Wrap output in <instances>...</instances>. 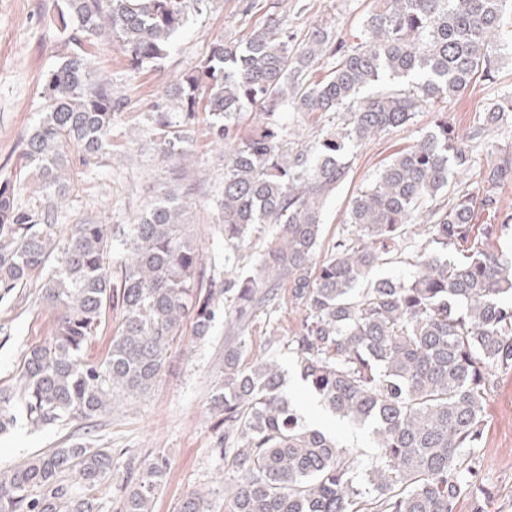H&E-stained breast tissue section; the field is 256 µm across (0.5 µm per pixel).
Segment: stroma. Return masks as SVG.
<instances>
[{"instance_id": "stroma-1", "label": "stroma", "mask_w": 512, "mask_h": 512, "mask_svg": "<svg viewBox=\"0 0 512 512\" xmlns=\"http://www.w3.org/2000/svg\"><path fill=\"white\" fill-rule=\"evenodd\" d=\"M250 2L208 0L206 11L194 17L155 70L134 69L119 48L101 45L95 67L122 97L123 105L112 124L110 155L88 163L76 157L68 166L69 192L58 205L60 235L87 218L114 228L132 223L157 195L188 185L192 188L188 220L206 276L223 281L219 200L225 157L211 142L210 117L197 112L186 134L189 159L180 165L162 161L157 152L152 106L165 101L170 119H177L178 105L167 98V90L198 64L213 42L236 39L262 21L274 0H258L255 8ZM58 7L57 0H0V180L18 179L24 186L23 203L34 208L44 206L45 200L35 171L25 162L21 141L41 116L43 76L64 51L59 33L43 21L44 13ZM374 8V0H288L284 22L298 40L321 27L356 43ZM510 91L512 43L501 51L497 83L474 84L450 99L448 119L460 133H467L475 113ZM433 120V113H419L413 124L384 131L358 149L348 178L326 200L324 241H331L341 229L358 189L373 181L395 152L415 143ZM40 295L41 281L35 278L0 299V391L14 389L28 350L53 336L56 312L41 302ZM237 341L227 319L217 316L203 340L188 333L178 338L161 380L145 396L125 402L112 414L93 420L71 418L39 430L20 423L0 432V470L77 436L118 456L119 471L107 490L106 512H120L122 467L158 455L168 459L170 468L153 512H175L177 501L193 491L207 496L212 512H224V463L209 402L222 377L224 350ZM242 358L276 361L285 374L284 392L293 407L303 411L315 402V395L296 376V358L286 347L265 344L257 336L243 349ZM482 455L477 488L489 493L487 512H512V370L499 372L484 403Z\"/></svg>"}]
</instances>
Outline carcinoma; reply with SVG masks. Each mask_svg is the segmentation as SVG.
Masks as SVG:
<instances>
[{"label": "carcinoma", "instance_id": "1", "mask_svg": "<svg viewBox=\"0 0 512 512\" xmlns=\"http://www.w3.org/2000/svg\"><path fill=\"white\" fill-rule=\"evenodd\" d=\"M64 2L43 16L67 52L45 75L43 116L23 149L47 206L30 209L21 184L0 182V291L46 269L42 298L60 314L49 343L28 351L16 390L0 393V432L99 418L148 393L184 323L202 339L222 299L238 335L210 398L226 512H460L482 467L484 400L498 372L512 369V256L497 247L512 230L500 204L512 152L478 170L477 189L455 175L475 167L512 96L487 103L464 136L441 104L495 81L508 0H379L353 44L323 28L296 43L272 18L212 43L170 90L180 120L156 113L155 136L163 158L184 161L183 128L202 105L209 135L228 147L224 264L256 228L274 227L256 263L220 286L203 282L187 191L166 192L122 229L87 222L65 238L56 232L72 154L87 162L112 146L120 99L93 66L100 41L119 46L133 68L156 69L207 0ZM318 68L325 76L311 79ZM247 109L266 123L244 135ZM284 112L327 125L300 145L279 122ZM420 112L435 113L432 128L357 191L341 233L315 260L324 203L348 177L355 149ZM418 217L428 238L413 246ZM403 256L409 276L371 278ZM284 285L300 313L283 334L300 378L332 412L368 425L375 451L305 425L279 365L242 360L251 337L279 319ZM111 306L122 318L108 350L85 361ZM116 464L112 449L71 438L0 471V512H101ZM168 469L162 456L128 469L121 512H153ZM176 512H209L208 500L191 492Z\"/></svg>", "mask_w": 512, "mask_h": 512}]
</instances>
